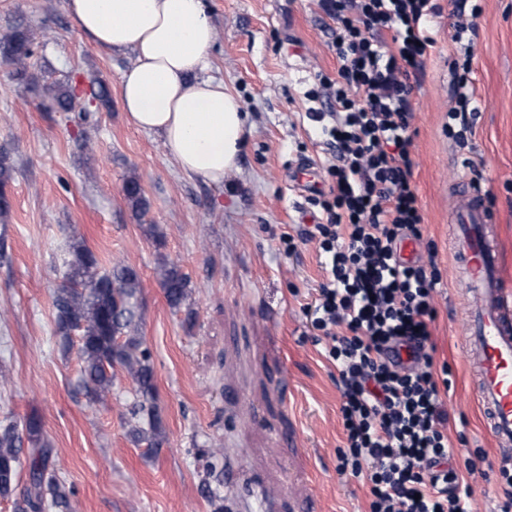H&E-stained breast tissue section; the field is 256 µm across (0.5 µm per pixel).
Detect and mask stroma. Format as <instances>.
<instances>
[{
	"label": "stroma",
	"mask_w": 512,
	"mask_h": 512,
	"mask_svg": "<svg viewBox=\"0 0 512 512\" xmlns=\"http://www.w3.org/2000/svg\"><path fill=\"white\" fill-rule=\"evenodd\" d=\"M435 40L414 96L412 183L424 218L414 247L443 284L430 325L435 362H448L444 401L450 437L465 433L488 450L468 481L478 512L499 491L492 442L474 400L462 353L467 309L448 241L452 190L469 177L494 198L505 280L512 284V0H481L472 82L479 106L465 146L442 132L451 105L448 0H437ZM217 38L208 76L240 98L249 133L236 171L222 187L183 173L159 137L133 127L120 99L132 64L88 44L65 0H0V37L34 36L28 74L0 71V156L12 179L0 214V417L36 418L72 512H213L204 486L219 488L224 512H365L362 481L336 472L342 444L336 370L316 344L303 307L323 280L315 243L293 256L278 249L313 217L299 169L322 182L334 162L318 77L335 74L330 19L318 0H208ZM52 31L45 40L44 31ZM103 83L111 108L77 102L52 111L70 83ZM137 177L149 204L136 219L124 183ZM156 225L158 238L145 233ZM84 240L101 271L124 264L142 282L140 334L151 354L166 440L155 454L136 446L129 411L134 385L117 372L112 392L90 402L81 382L77 339L56 329L55 294L68 244ZM177 262L192 288L190 310L172 309L159 284L162 260ZM310 458L302 466L296 455Z\"/></svg>",
	"instance_id": "obj_1"
}]
</instances>
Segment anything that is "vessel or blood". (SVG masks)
Segmentation results:
<instances>
[{
    "label": "vessel or blood",
    "instance_id": "1",
    "mask_svg": "<svg viewBox=\"0 0 512 512\" xmlns=\"http://www.w3.org/2000/svg\"><path fill=\"white\" fill-rule=\"evenodd\" d=\"M454 264L469 299L464 355L475 377L474 397L499 454L512 459V292L502 277L494 222L483 195L466 185L449 214Z\"/></svg>",
    "mask_w": 512,
    "mask_h": 512
}]
</instances>
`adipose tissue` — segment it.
<instances>
[{
  "mask_svg": "<svg viewBox=\"0 0 512 512\" xmlns=\"http://www.w3.org/2000/svg\"><path fill=\"white\" fill-rule=\"evenodd\" d=\"M66 10L88 44L132 55L121 78L128 121L158 135L183 172L223 185L246 121L240 99L204 74L216 40L205 0H66Z\"/></svg>",
  "mask_w": 512,
  "mask_h": 512,
  "instance_id": "1",
  "label": "adipose tissue"
}]
</instances>
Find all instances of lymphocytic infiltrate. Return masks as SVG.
<instances>
[{"label": "lymphocytic infiltrate", "instance_id": "f902f5d3", "mask_svg": "<svg viewBox=\"0 0 512 512\" xmlns=\"http://www.w3.org/2000/svg\"><path fill=\"white\" fill-rule=\"evenodd\" d=\"M331 19L335 76L320 75L336 153L327 190L311 203L320 217L283 234L286 255L316 242L325 280L304 308L336 369L344 441L338 474L360 478L367 512H476L470 486L453 466L442 396L448 365H435L430 325L438 267L399 261L403 241H421L423 216L412 184L413 93L434 44L436 0H321ZM482 7L454 0L449 38L452 105L444 132L465 144L473 131V38Z\"/></svg>", "mask_w": 512, "mask_h": 512}]
</instances>
